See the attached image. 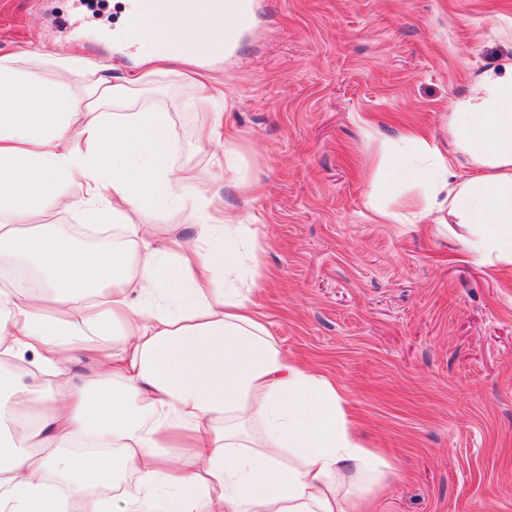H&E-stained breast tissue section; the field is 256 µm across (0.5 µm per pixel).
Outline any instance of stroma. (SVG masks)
I'll list each match as a JSON object with an SVG mask.
<instances>
[{"instance_id":"35a3bbf8","label":"stroma","mask_w":512,"mask_h":512,"mask_svg":"<svg viewBox=\"0 0 512 512\" xmlns=\"http://www.w3.org/2000/svg\"><path fill=\"white\" fill-rule=\"evenodd\" d=\"M224 86L229 145L200 144L188 63L134 88L172 127L169 161L218 188L262 246L252 299L289 356L336 381L365 447L390 464L375 512H512V273L466 253L458 225L385 224L371 190L405 126L447 146L476 87L512 69V0H253ZM124 0H0V54L33 47L91 62L86 77L32 59L25 76L79 93L84 78L142 72L105 42ZM370 118L366 134L361 118ZM232 149L236 171L224 167ZM255 191L242 197L234 177Z\"/></svg>"}]
</instances>
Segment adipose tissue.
<instances>
[{"mask_svg":"<svg viewBox=\"0 0 512 512\" xmlns=\"http://www.w3.org/2000/svg\"><path fill=\"white\" fill-rule=\"evenodd\" d=\"M174 41L159 27L152 72L230 45L248 0H224L216 28L197 0ZM33 51L0 56V267L32 263L40 286L0 285V512H367L388 463L363 447L342 389L291 358L252 308L259 275L250 225L215 206L217 190L167 160L171 125L154 110L95 113L125 100L137 75L84 86L88 108L62 87L24 78ZM461 175L422 128L392 143L399 166L377 185L416 184V199L377 207L389 224L454 221L469 253L512 265V76L477 89L455 113ZM80 196L64 199L65 186ZM100 223L77 246L55 224L30 225L60 202ZM188 206L192 228L157 233L152 247L131 213ZM116 224L117 234L105 227ZM77 310L71 321L65 310ZM119 337L75 377L88 337ZM53 391H45L44 380ZM178 430L189 467L163 452Z\"/></svg>","mask_w":512,"mask_h":512,"instance_id":"obj_1","label":"adipose tissue"}]
</instances>
